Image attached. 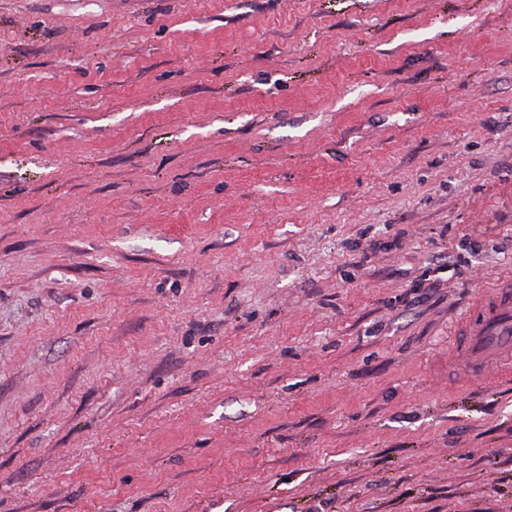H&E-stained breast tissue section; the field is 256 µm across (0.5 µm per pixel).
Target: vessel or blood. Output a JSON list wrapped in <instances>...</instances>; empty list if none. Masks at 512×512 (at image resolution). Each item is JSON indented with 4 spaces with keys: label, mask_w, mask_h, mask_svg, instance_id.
<instances>
[{
    "label": "vessel or blood",
    "mask_w": 512,
    "mask_h": 512,
    "mask_svg": "<svg viewBox=\"0 0 512 512\" xmlns=\"http://www.w3.org/2000/svg\"><path fill=\"white\" fill-rule=\"evenodd\" d=\"M453 357L471 378L512 379V277L495 282L477 299L455 329Z\"/></svg>",
    "instance_id": "vessel-or-blood-1"
}]
</instances>
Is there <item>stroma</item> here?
I'll return each mask as SVG.
<instances>
[{
  "label": "stroma",
  "mask_w": 512,
  "mask_h": 512,
  "mask_svg": "<svg viewBox=\"0 0 512 512\" xmlns=\"http://www.w3.org/2000/svg\"><path fill=\"white\" fill-rule=\"evenodd\" d=\"M512 0H0V512H512ZM455 329L453 358H461L472 379H512V277L495 282Z\"/></svg>",
  "instance_id": "1"
}]
</instances>
